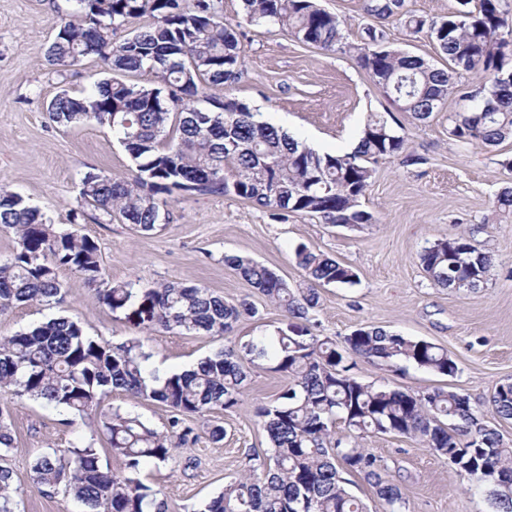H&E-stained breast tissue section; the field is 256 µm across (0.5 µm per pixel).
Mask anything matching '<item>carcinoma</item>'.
Instances as JSON below:
<instances>
[{
    "label": "carcinoma",
    "instance_id": "1",
    "mask_svg": "<svg viewBox=\"0 0 512 512\" xmlns=\"http://www.w3.org/2000/svg\"><path fill=\"white\" fill-rule=\"evenodd\" d=\"M222 0H73L46 49L52 65L72 67L93 57L105 68L127 74L149 71L157 85L101 79L79 95L64 90L49 103L48 119L70 128L96 123L112 131L136 166L133 178L87 172L80 195L107 218L119 215L141 232L170 220L168 196L224 194L266 210L271 220L294 215L325 224H370L358 200L369 187V163L403 152L405 138L384 116L370 114L356 147L319 153L287 132L256 119L236 98L198 105L199 84L231 86L242 75L244 49L224 24ZM246 20L275 24L295 39L326 51L350 49L376 86L394 98L400 112L418 122L443 110L455 77L465 71L490 81L466 96L471 105L448 115L451 134L465 143L493 148L512 137V71L504 70L512 49L509 0H458L439 21H427L406 0H370L367 12L394 20L413 35L436 43L448 62L436 68L423 58L384 46L381 25L363 28L361 43L344 42L342 21L316 0H242ZM144 23L120 41L116 30ZM0 229L15 238L0 261V313L17 303H50L61 292L58 270H69L96 287L98 299L136 325L224 337L245 316L258 314L244 299L228 302L201 286L166 283L141 286L105 279L98 245L75 231H57L41 211L16 192L0 187ZM297 265L308 287H293L277 271L251 258L224 256L270 302L294 319L311 322L319 304L317 287L351 286L357 274L347 265L300 244ZM422 269L438 286L474 291L494 264L474 234L458 230L420 253ZM151 354L134 338L120 344L89 336L67 316L51 317L11 336H0V388L80 417H94L112 453L124 461L115 474L102 465L92 442L72 443L43 453L30 467L32 483L46 494L64 493L89 512H164L142 479L147 462L167 463L175 448L198 434L188 417L235 407L244 394V363L265 361L288 377L276 400L261 408L262 428L272 455L227 482L204 512H366L345 487L344 471L365 476L386 512H404L401 489L381 473L378 459L360 447L368 432L414 438L451 463L476 488L488 493L495 512H512V443L486 427L467 396L436 388L426 392L391 389L351 373L356 359L390 366L411 363L454 377L458 365L437 345L379 328H359L338 344L311 328L274 340L253 338L203 358L191 371L163 377L148 367ZM115 390L172 409L165 431L118 408H103ZM495 414L512 419V382L495 388ZM343 423L345 433L336 432ZM15 449L8 406L0 405V512H16L13 470L6 458Z\"/></svg>",
    "mask_w": 512,
    "mask_h": 512
}]
</instances>
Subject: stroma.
<instances>
[{
  "label": "stroma",
  "mask_w": 512,
  "mask_h": 512,
  "mask_svg": "<svg viewBox=\"0 0 512 512\" xmlns=\"http://www.w3.org/2000/svg\"><path fill=\"white\" fill-rule=\"evenodd\" d=\"M70 8L69 0H0V185L39 208L59 230L69 229L71 210L84 206L80 188L85 173L129 178L135 171L127 151L105 128L88 124L65 129L48 118V105L58 93L80 91L100 71L93 58L66 69L45 59L54 23ZM223 17L241 33L243 74L229 89L206 86V95L248 103L263 121L321 153L349 151L368 113L393 114L394 129L407 138L405 151L374 163L373 181L359 200L374 223L346 228L304 215L277 223L265 210L234 196L179 192L173 195L169 223L150 233L117 218L90 216L76 228L99 245L107 280L198 285L230 302L250 301L257 316L242 319L223 338L148 332L112 312L95 291L63 270L60 297L48 304H21L0 315V336L70 315L88 335L114 344L141 340L160 375L179 372L234 343L295 326V319L226 266L224 257L253 258L302 287L306 279L294 254L302 243L352 267L358 276L352 286L319 287L313 314L317 334L340 343L357 328H381L434 343L459 367L457 376L448 378L410 364L391 367L360 360L353 369L356 377L403 390L444 387L465 394L481 422L512 441V419H499L489 404L495 388L512 381V208L495 204L497 194L512 187V139L495 149L458 141L448 124L449 113L464 107L458 96H449L444 111L427 123H416L408 113L394 111L352 53L328 52L300 43L278 27L249 24L240 0H223ZM385 30L389 46L445 67L425 35L409 36L391 22ZM473 224L480 227L477 242L496 257L483 287L467 292L436 286L423 271L419 252ZM287 383L265 362H255L236 407L206 419L191 418V426L201 432L197 442L177 449L169 463L144 465L145 482L164 502L165 512H201L227 481L243 473L252 454H269L258 411ZM1 402L10 408L16 439L9 464L20 512H85L73 498L47 496L32 487L29 467L39 454L92 439L103 466L122 471V458L107 449L92 420L0 390ZM109 404L138 414L160 431L166 430L171 415L162 403L119 390ZM209 422L223 426L220 443L203 435ZM362 445L377 457L384 474L400 484L406 512H494L484 494L467 491L456 468L419 441L370 434Z\"/></svg>",
  "instance_id": "obj_1"
}]
</instances>
